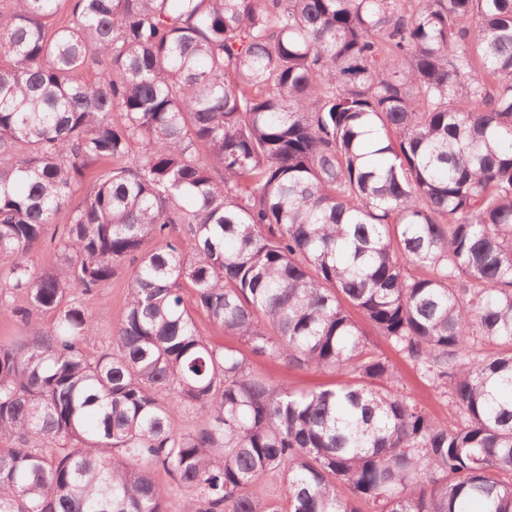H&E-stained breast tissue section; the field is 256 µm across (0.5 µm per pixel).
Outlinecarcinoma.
<instances>
[{"instance_id": "cac0c4a2", "label": "carcinoma", "mask_w": 512, "mask_h": 512, "mask_svg": "<svg viewBox=\"0 0 512 512\" xmlns=\"http://www.w3.org/2000/svg\"><path fill=\"white\" fill-rule=\"evenodd\" d=\"M0 264V512H512V0H0ZM67 220L68 210L67 208H62L57 214L56 223L49 227L48 238L39 240L27 253L25 260L32 271L42 272L56 267L59 264L61 251L55 248L54 245L50 244L49 238L54 225L62 226L67 223ZM127 282L128 273L119 274L100 296L83 298V306L92 314L98 334L94 345H90V351L111 340L113 323L125 302ZM196 319L202 335L211 344L219 347L239 348L245 351L238 337L224 334V328L212 323L203 312L198 311L196 313ZM368 331L370 332L369 338L371 341L381 352L390 357L396 363L398 372L403 378V383L407 384L408 389H414V393L427 405L430 413L440 422L448 424V422L454 421L457 418L455 410L449 407L446 402L433 395L431 391L424 389L420 385L411 364L399 358V356H397L388 347V345L370 329H368ZM252 367L273 379H287L296 385H314L334 382L336 374L331 372H315L310 369H288V366L276 360L261 357H251Z\"/></svg>"}]
</instances>
